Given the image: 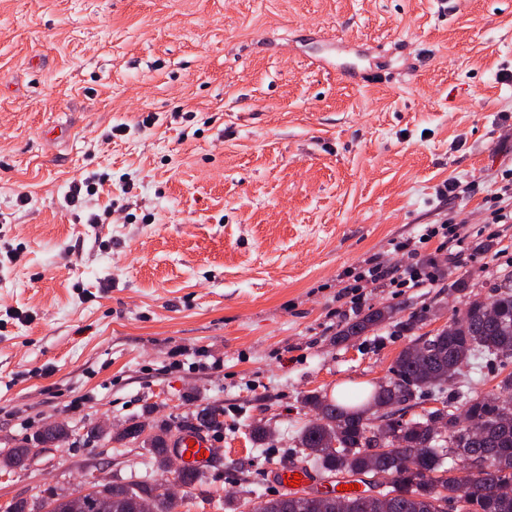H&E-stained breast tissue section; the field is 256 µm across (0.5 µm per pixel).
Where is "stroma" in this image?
<instances>
[{"mask_svg": "<svg viewBox=\"0 0 512 512\" xmlns=\"http://www.w3.org/2000/svg\"><path fill=\"white\" fill-rule=\"evenodd\" d=\"M510 167L512 0H0V453L74 431L0 470V512H43L88 468L162 481L153 436L207 406L222 452L176 512L277 493L305 396L372 388L411 314L436 332L512 275V223L483 207ZM451 219L466 251L434 287L350 304L348 270L411 262L395 244ZM392 313L393 310L389 307L369 310V312L364 316L358 317L354 321L348 322L343 327H341L336 332V342H344L359 336H363L366 332L371 330L372 327L385 321L388 318H391ZM56 421H48L45 423L46 426H53ZM68 438V429L59 423L54 425L52 428L44 429L39 432L36 436V440L34 441V445H30L26 443L24 445L19 446L18 448H14L9 456H6L0 461V466L2 467V463L6 467H18L21 466L31 451L33 447L39 446H52V443L58 441L60 439Z\"/></svg>", "mask_w": 512, "mask_h": 512, "instance_id": "1", "label": "stroma"}]
</instances>
